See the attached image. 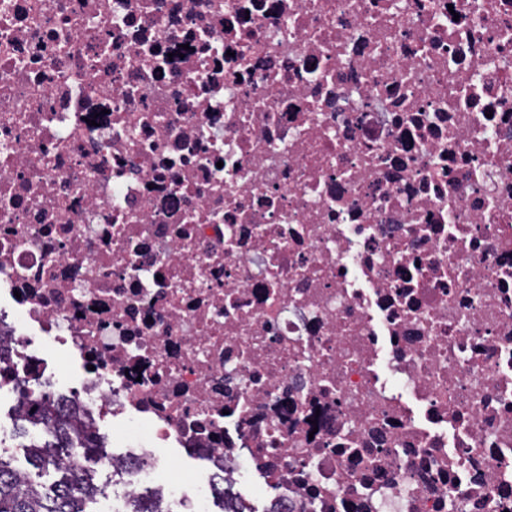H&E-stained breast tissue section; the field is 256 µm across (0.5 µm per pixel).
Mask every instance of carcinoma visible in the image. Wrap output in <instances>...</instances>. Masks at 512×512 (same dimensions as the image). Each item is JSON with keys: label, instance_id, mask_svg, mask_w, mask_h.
Segmentation results:
<instances>
[{"label": "carcinoma", "instance_id": "obj_1", "mask_svg": "<svg viewBox=\"0 0 512 512\" xmlns=\"http://www.w3.org/2000/svg\"><path fill=\"white\" fill-rule=\"evenodd\" d=\"M19 399L27 409H45L40 420L48 424L49 438L27 449L28 462L40 473L56 474L57 480L47 492L29 472L13 467L0 456V512H87L86 503L101 495L102 485L96 482L94 471L74 472L60 458V447L71 438L73 424L46 411L53 401L48 393L33 399L22 390Z\"/></svg>", "mask_w": 512, "mask_h": 512}]
</instances>
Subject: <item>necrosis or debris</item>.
<instances>
[{
    "label": "necrosis or debris",
    "instance_id": "necrosis-or-debris-1",
    "mask_svg": "<svg viewBox=\"0 0 512 512\" xmlns=\"http://www.w3.org/2000/svg\"><path fill=\"white\" fill-rule=\"evenodd\" d=\"M49 375L115 510L512 512V0H0V389Z\"/></svg>",
    "mask_w": 512,
    "mask_h": 512
}]
</instances>
